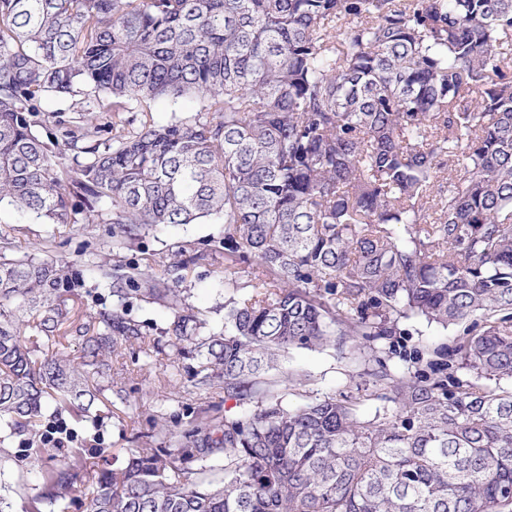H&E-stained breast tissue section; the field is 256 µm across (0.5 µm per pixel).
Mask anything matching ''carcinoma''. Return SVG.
<instances>
[{"instance_id":"carcinoma-1","label":"carcinoma","mask_w":512,"mask_h":512,"mask_svg":"<svg viewBox=\"0 0 512 512\" xmlns=\"http://www.w3.org/2000/svg\"><path fill=\"white\" fill-rule=\"evenodd\" d=\"M163 98L197 114L157 123ZM2 210L110 224L118 249L224 225L220 329L188 307L185 277L135 260L97 264L112 309L77 325L81 272L42 247L10 257L0 236L1 447L45 444L49 401L90 417L118 343L159 352L138 299L168 309L195 384L245 407L112 469L73 449L37 496L51 512L82 476L87 512H512V0H0ZM178 254L183 270L210 258ZM409 315L467 326L422 368L375 360L392 413L283 404L288 377L268 369L289 349L344 356Z\"/></svg>"}]
</instances>
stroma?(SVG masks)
<instances>
[{"label":"stroma","instance_id":"obj_1","mask_svg":"<svg viewBox=\"0 0 512 512\" xmlns=\"http://www.w3.org/2000/svg\"><path fill=\"white\" fill-rule=\"evenodd\" d=\"M224 227L212 220L195 224L170 225L146 234L136 249H116L111 225L70 224L58 227L51 245L56 259H81L85 267L84 292L75 303L81 320L94 318L101 308L92 298L97 286L93 265L101 261L115 263L148 256L157 261L159 276L172 280L184 277L187 302L194 312L211 325L224 322V287L221 270L224 266ZM186 246L213 253L214 262L191 266L187 271L177 267L179 247ZM132 315L151 323L152 339L159 342L162 354L147 359L138 356L135 347L123 344L113 354L110 373L114 379L93 409L97 423L76 424L67 411L48 406L45 423L60 424L53 443L45 447L55 458L67 456L71 449L82 448L88 462H95V449L106 448L116 457H124L133 448H156L162 442L159 427L179 433L204 412H219L235 417L242 406L225 399L219 387H193L189 376L170 377L164 349L172 341L167 328L168 311L156 303L138 302ZM455 329H442L418 318L400 320L395 336L381 341L377 355L393 373H401L414 364L423 349L451 346ZM294 375L296 381L284 394L285 404L296 406L327 395H348L356 399L361 414L368 419L383 415L387 402L375 396V388L364 364L340 358L334 348H293L280 357L273 376ZM36 450H22L20 442H12L8 456L0 457V484L8 487L14 512H32L34 500L45 487L44 472L32 466Z\"/></svg>","mask_w":512,"mask_h":512}]
</instances>
